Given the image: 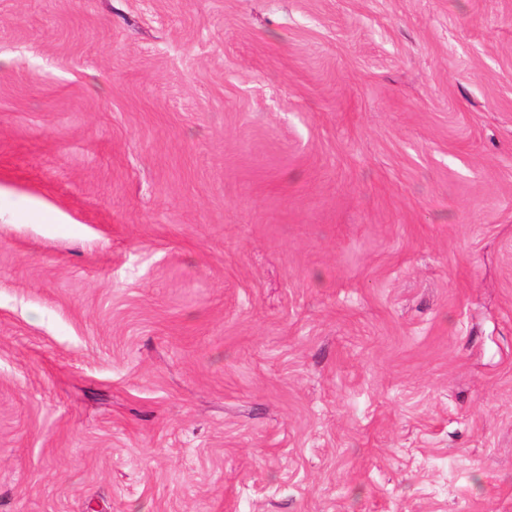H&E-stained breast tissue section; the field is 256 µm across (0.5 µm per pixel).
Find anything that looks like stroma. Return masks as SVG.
I'll list each match as a JSON object with an SVG mask.
<instances>
[{
  "mask_svg": "<svg viewBox=\"0 0 512 512\" xmlns=\"http://www.w3.org/2000/svg\"><path fill=\"white\" fill-rule=\"evenodd\" d=\"M0 512H512V0H0Z\"/></svg>",
  "mask_w": 512,
  "mask_h": 512,
  "instance_id": "obj_1",
  "label": "stroma"
}]
</instances>
